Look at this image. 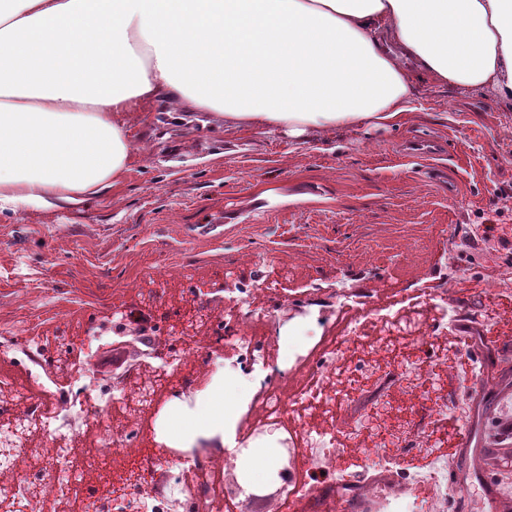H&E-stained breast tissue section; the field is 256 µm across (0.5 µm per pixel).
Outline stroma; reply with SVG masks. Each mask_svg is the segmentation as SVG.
Returning <instances> with one entry per match:
<instances>
[{"label":"stroma","instance_id":"1","mask_svg":"<svg viewBox=\"0 0 512 512\" xmlns=\"http://www.w3.org/2000/svg\"><path fill=\"white\" fill-rule=\"evenodd\" d=\"M416 110L389 129H339L306 141L262 130L239 136L223 120L182 116L162 101L137 113L131 135L136 163L107 194L76 210L28 209L0 215V337L21 334L51 355L46 369L67 366L73 388L105 390L130 374L144 379L157 357L180 355L185 314L206 304L201 335L224 333L230 306L224 288L259 285L273 310L275 352L303 351L318 365L322 329L344 319L340 288L367 308L381 285L447 293L461 314L448 344L410 350L424 368L439 369L447 419L430 417V397L400 380H385L345 405L343 419L458 437L473 424L481 450L459 483L472 512H512V287L492 282L512 272V103L491 91L421 83ZM433 139L435 156H410L413 133ZM470 336H489L483 376L487 405L474 410L470 374L458 354ZM21 348L0 356V404L32 392ZM195 406L173 375L138 426L147 451L178 455L174 423ZM104 431L78 422L59 431L26 433L36 449L37 484H76V494L13 512H110L121 470L103 455ZM394 467L375 465L367 448L348 447L344 471L353 492L383 484L415 501L417 512H453L416 482L417 449L386 443ZM326 492L284 500L268 483L248 512H321Z\"/></svg>","mask_w":512,"mask_h":512}]
</instances>
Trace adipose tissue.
Returning <instances> with one entry per match:
<instances>
[{
  "label": "adipose tissue",
  "mask_w": 512,
  "mask_h": 512,
  "mask_svg": "<svg viewBox=\"0 0 512 512\" xmlns=\"http://www.w3.org/2000/svg\"><path fill=\"white\" fill-rule=\"evenodd\" d=\"M422 79L512 100V0H0V213L111 190L161 99L305 140L397 126ZM250 388L224 376L186 439L231 432ZM236 465L263 483L276 450Z\"/></svg>",
  "instance_id": "adipose-tissue-1"
}]
</instances>
